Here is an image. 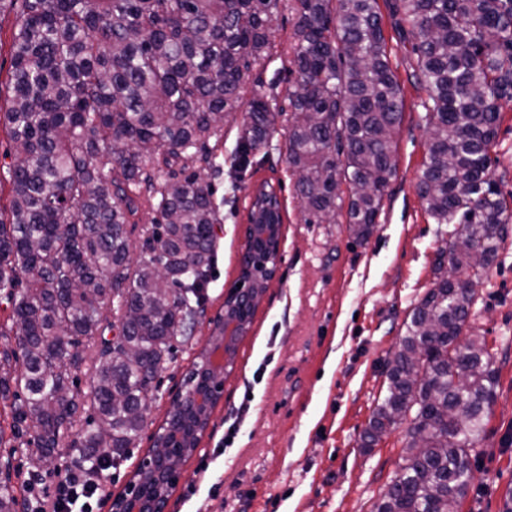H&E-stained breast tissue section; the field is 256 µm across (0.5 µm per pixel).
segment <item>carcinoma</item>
Masks as SVG:
<instances>
[{"mask_svg": "<svg viewBox=\"0 0 512 512\" xmlns=\"http://www.w3.org/2000/svg\"><path fill=\"white\" fill-rule=\"evenodd\" d=\"M21 3L10 106L13 202L0 217V301L16 347L0 351V399L14 427L51 456L84 421L74 447L96 468L117 461L142 432L159 373L203 314L220 223L211 182L178 160L199 157L219 176L212 139L245 110L234 165L269 144L275 112L264 95L243 101L250 66L269 56L280 6L295 12L287 163L309 222L322 224L349 191L348 224L368 236L396 172L393 137L404 103L386 52L377 0H10ZM416 29L415 77L429 129L418 193L452 237V266L471 283L437 281L413 307L401 349L363 445L409 419L405 465L376 512H458L473 480L471 453L498 384L483 336L458 343L477 287L488 278L512 219L489 169L503 106L512 103V0H395ZM147 192L156 212L141 258L129 260L127 225ZM484 256L473 270V253ZM117 302L118 334L102 310ZM97 347L90 390H72ZM0 482V512H16Z\"/></svg>", "mask_w": 512, "mask_h": 512, "instance_id": "obj_1", "label": "carcinoma"}]
</instances>
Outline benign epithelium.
<instances>
[{
  "label": "benign epithelium",
  "mask_w": 512,
  "mask_h": 512,
  "mask_svg": "<svg viewBox=\"0 0 512 512\" xmlns=\"http://www.w3.org/2000/svg\"><path fill=\"white\" fill-rule=\"evenodd\" d=\"M281 239L276 211L252 206L246 225L245 251L251 254L250 266L241 270V287L224 297V315L216 320L194 375L174 397L182 415L199 425L208 423L211 411L224 394V375L231 367L235 344L247 334L248 309L257 305L267 283L274 277L280 257H271V247ZM199 443L179 423L167 426L155 437V448L147 452L138 467L142 478L130 480L124 490L112 499L111 512H166L169 491L183 478V460L175 455L177 448L197 452Z\"/></svg>",
  "instance_id": "benign-epithelium-1"
}]
</instances>
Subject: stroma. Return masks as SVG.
Returning <instances> with one entry per match:
<instances>
[{"label": "stroma", "mask_w": 512, "mask_h": 512, "mask_svg": "<svg viewBox=\"0 0 512 512\" xmlns=\"http://www.w3.org/2000/svg\"><path fill=\"white\" fill-rule=\"evenodd\" d=\"M390 65L401 86L403 120L394 136L396 173L386 188L371 234L350 230L345 215L311 224L288 171V86L295 14L273 19L268 58L245 75L248 89L272 99L276 132L252 164L234 172L232 151L242 113L224 119L217 152L223 176L213 179L222 198L215 273L205 314L190 340L179 345L162 375L158 396L135 448L112 471V493L122 491L164 425L172 400L197 361L210 321L224 311V296L238 284L248 210L259 185L278 195L283 216L281 260L238 344L235 365L224 377V395L212 410L200 450L187 460L172 490L167 512H373L404 464L407 422L390 431L388 447H364L361 435L386 384V363L399 351L403 324L433 288L437 266H450L447 228L432 223L418 194L429 134L421 107L426 92L412 76L415 32L394 9L378 0ZM18 11L0 6V106L8 107L11 46ZM491 177L512 192V104L503 108ZM468 318V335L486 337L499 374L489 421L472 461L475 478L460 512H504L512 493V223ZM0 447L9 462L17 512H24L29 484L51 487L57 472L75 466L78 454L61 449L52 469L38 472L36 449L14 436L8 405L0 402Z\"/></svg>", "instance_id": "stroma-1"}]
</instances>
